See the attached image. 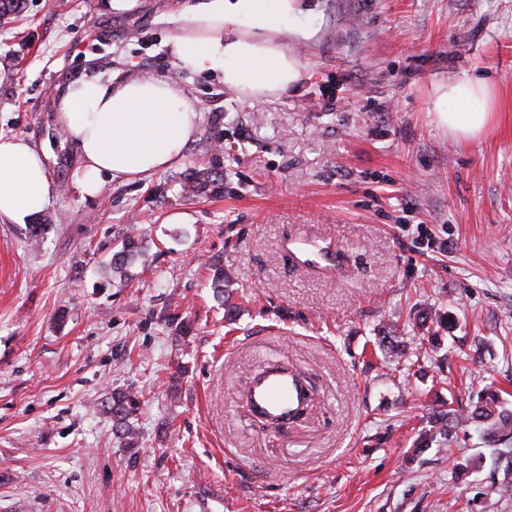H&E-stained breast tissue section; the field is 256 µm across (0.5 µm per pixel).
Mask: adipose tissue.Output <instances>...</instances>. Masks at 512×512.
<instances>
[{
    "label": "adipose tissue",
    "instance_id": "1",
    "mask_svg": "<svg viewBox=\"0 0 512 512\" xmlns=\"http://www.w3.org/2000/svg\"><path fill=\"white\" fill-rule=\"evenodd\" d=\"M298 0H185L171 20L170 53L180 69L209 72L225 88L257 101L298 85L304 68L283 40L280 18ZM478 109L460 117V102ZM495 107L486 80L451 78L434 85L430 112L449 133H481ZM57 119L83 165L81 195L96 196L105 177L135 180L179 163L194 136L199 114L179 84L166 77L82 79L58 102ZM52 194L47 157L22 137H0V220L23 224L42 212Z\"/></svg>",
    "mask_w": 512,
    "mask_h": 512
}]
</instances>
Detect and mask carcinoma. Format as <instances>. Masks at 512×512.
Returning a JSON list of instances; mask_svg holds the SVG:
<instances>
[{
	"mask_svg": "<svg viewBox=\"0 0 512 512\" xmlns=\"http://www.w3.org/2000/svg\"><path fill=\"white\" fill-rule=\"evenodd\" d=\"M22 10V0H0V25L11 23L12 19ZM182 191L188 196L198 193L224 192V175L207 168L192 170L182 182ZM145 250V237L136 229L127 234L122 240L121 248L112 255L109 268L112 275L123 280L129 279L128 267L131 261ZM210 288L217 297H224L225 289L232 286L230 274L224 271V266L214 263L210 265ZM104 409L112 418V427L116 433L125 439L130 448L139 445V435L132 424L133 415L137 410V397L131 391H115L104 405ZM468 420L478 423L482 439L493 447V458L489 469L490 482L497 489L509 494L512 492V469H505L503 479H498L499 463L501 460L512 462V411L506 409L500 401L499 394L490 386L482 388L477 393V402L473 411L462 417L451 411L440 413L429 419V428L421 433L418 445L428 448L436 439L445 441L451 446L452 429L459 423Z\"/></svg>",
	"mask_w": 512,
	"mask_h": 512,
	"instance_id": "1",
	"label": "carcinoma"
}]
</instances>
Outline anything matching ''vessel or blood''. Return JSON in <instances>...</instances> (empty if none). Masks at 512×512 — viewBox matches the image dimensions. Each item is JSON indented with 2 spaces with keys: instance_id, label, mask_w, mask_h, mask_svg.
I'll return each mask as SVG.
<instances>
[{
  "instance_id": "vessel-or-blood-1",
  "label": "vessel or blood",
  "mask_w": 512,
  "mask_h": 512,
  "mask_svg": "<svg viewBox=\"0 0 512 512\" xmlns=\"http://www.w3.org/2000/svg\"><path fill=\"white\" fill-rule=\"evenodd\" d=\"M309 401L310 391L299 372L277 361L265 363L257 370L246 399L252 415L274 426L288 423Z\"/></svg>"
}]
</instances>
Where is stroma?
Wrapping results in <instances>:
<instances>
[{
    "instance_id": "35a3bbf8",
    "label": "stroma",
    "mask_w": 512,
    "mask_h": 512,
    "mask_svg": "<svg viewBox=\"0 0 512 512\" xmlns=\"http://www.w3.org/2000/svg\"><path fill=\"white\" fill-rule=\"evenodd\" d=\"M181 4L25 0L0 26V135L45 151L53 183L41 235L0 221V512H512L454 470L491 453L475 424L412 448L480 383L512 409V0H302L304 77L253 104L174 64ZM116 75L176 80L198 128L178 165L85 198L57 102ZM462 76L497 92L468 139L428 110ZM203 167L223 195L183 197ZM133 223L146 253L124 283L109 263ZM301 241L340 246L339 269L296 262ZM210 260L232 273V319ZM429 307L447 329H414ZM434 333L420 359L377 345ZM278 359L313 401L274 431L244 395ZM114 390L139 398V447L101 409Z\"/></svg>"
}]
</instances>
